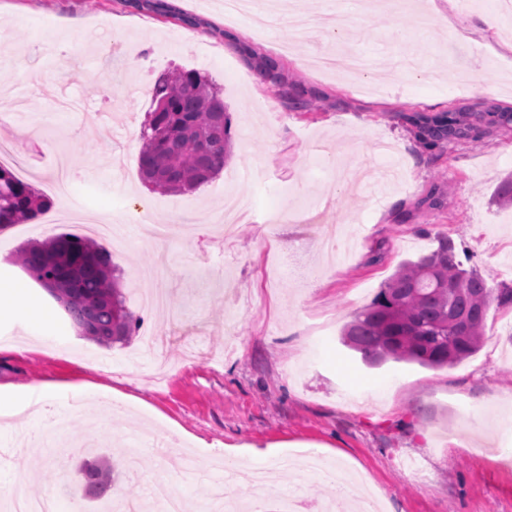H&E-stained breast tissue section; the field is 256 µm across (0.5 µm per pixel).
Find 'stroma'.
<instances>
[{"label": "stroma", "mask_w": 512, "mask_h": 512, "mask_svg": "<svg viewBox=\"0 0 512 512\" xmlns=\"http://www.w3.org/2000/svg\"><path fill=\"white\" fill-rule=\"evenodd\" d=\"M363 13L357 0H293L295 12L349 17L347 36L312 28L296 39L287 18L256 30L227 20L221 0H0V111L29 97L28 123L0 132L30 160L23 181L52 197L54 211L81 208L122 224L113 252L127 307L140 319L128 341L86 340L58 303L16 263L18 248L44 241L45 216L0 234V290L24 284L50 319L0 306V393H30L0 416V451L37 432L42 410L63 420L66 456L31 449L0 462V487L74 494L82 512L106 500L147 502L176 491L203 503L210 478L203 454L241 447L278 454L318 447L325 466L376 499L379 512H512V305L491 301L485 340L469 358L431 369L415 363L365 365L340 342L352 314L371 303L398 265L448 240L462 268L494 290L512 288V208L495 201L512 175V136L477 135L429 147L406 117L512 107V67L494 52L512 44V18L496 0H454L431 10L411 0ZM492 16L485 36L460 35L472 16ZM70 22L65 45L51 32ZM128 67L100 61L115 42ZM366 56L372 69L347 78L310 68L320 52ZM411 56L414 76L398 62ZM276 59L280 80L262 74ZM174 68L207 73L230 117L223 171L192 191L164 194L140 175L143 126L157 77ZM82 110L59 112L61 93ZM77 175L69 198L56 195L58 169ZM248 195L250 220L211 242L223 199ZM157 206L179 226L166 243L174 277L169 322L140 305L139 275L155 259L120 206ZM280 216L276 232L266 231ZM336 224L351 249L323 252L321 227ZM199 345L187 361L183 347ZM55 392L40 394L42 384ZM121 405L103 411L96 395ZM113 460L107 498L76 480L84 463ZM299 494L322 508L336 498L301 466L280 473L260 501L283 512Z\"/></svg>", "instance_id": "obj_1"}]
</instances>
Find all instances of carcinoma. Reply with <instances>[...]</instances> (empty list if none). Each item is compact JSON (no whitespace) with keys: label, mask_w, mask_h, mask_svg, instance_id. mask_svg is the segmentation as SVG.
Instances as JSON below:
<instances>
[{"label":"carcinoma","mask_w":512,"mask_h":512,"mask_svg":"<svg viewBox=\"0 0 512 512\" xmlns=\"http://www.w3.org/2000/svg\"><path fill=\"white\" fill-rule=\"evenodd\" d=\"M154 101L139 155L146 181L164 193L210 182L224 169L230 151V120L215 85L196 69L177 68L158 77ZM411 120L433 146L477 130L458 109L417 113ZM51 206L48 197L0 165V231L31 221ZM18 263L49 289L88 340L110 347L132 335L136 319L104 247L58 235L20 250ZM491 296L480 275L460 268L443 239L436 250L400 265L372 302L354 314L343 343L371 365L393 359L443 368L481 347ZM79 477L100 497L110 487L105 464L89 465Z\"/></svg>","instance_id":"1"}]
</instances>
